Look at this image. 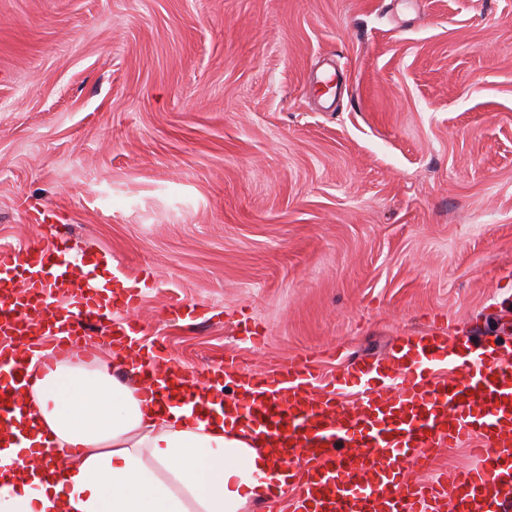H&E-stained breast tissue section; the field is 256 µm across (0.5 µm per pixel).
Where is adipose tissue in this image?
<instances>
[{
  "instance_id": "obj_1",
  "label": "adipose tissue",
  "mask_w": 512,
  "mask_h": 512,
  "mask_svg": "<svg viewBox=\"0 0 512 512\" xmlns=\"http://www.w3.org/2000/svg\"><path fill=\"white\" fill-rule=\"evenodd\" d=\"M30 389L19 421L36 420L13 456L65 453L60 471L0 487V512H245L271 500V462L234 421H198L162 409L93 367L26 363Z\"/></svg>"
}]
</instances>
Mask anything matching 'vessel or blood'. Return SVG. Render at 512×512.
I'll use <instances>...</instances> for the list:
<instances>
[{
  "label": "vessel or blood",
  "instance_id": "b4317fda",
  "mask_svg": "<svg viewBox=\"0 0 512 512\" xmlns=\"http://www.w3.org/2000/svg\"><path fill=\"white\" fill-rule=\"evenodd\" d=\"M67 239L0 248V452L21 446L14 412L26 390L25 359L54 366L88 351L104 331L117 352L144 351L142 395L202 412L210 390L232 386L225 416L262 439L275 462L293 463L287 512H512V351L483 349L441 329L404 337L380 361L355 360L324 380L315 358L270 375L235 358L209 366L211 383L173 367L164 345H143L130 313L147 280L121 284L106 256L72 259ZM465 370L466 382L454 373ZM469 448L472 467L452 486L411 480L442 449Z\"/></svg>",
  "mask_w": 512,
  "mask_h": 512
}]
</instances>
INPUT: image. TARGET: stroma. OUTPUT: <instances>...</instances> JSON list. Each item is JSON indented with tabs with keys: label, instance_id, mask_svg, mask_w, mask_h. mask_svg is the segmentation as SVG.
<instances>
[{
	"label": "stroma",
	"instance_id": "obj_1",
	"mask_svg": "<svg viewBox=\"0 0 512 512\" xmlns=\"http://www.w3.org/2000/svg\"><path fill=\"white\" fill-rule=\"evenodd\" d=\"M58 236L198 372L512 345V0H0V246Z\"/></svg>",
	"mask_w": 512,
	"mask_h": 512
}]
</instances>
